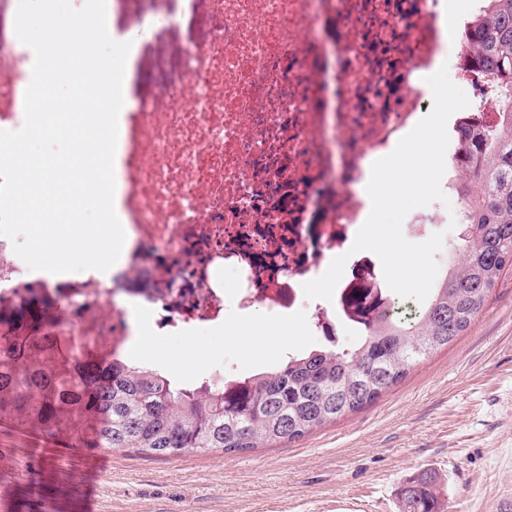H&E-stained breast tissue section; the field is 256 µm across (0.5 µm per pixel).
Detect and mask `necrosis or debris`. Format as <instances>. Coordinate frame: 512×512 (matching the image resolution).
<instances>
[{
  "label": "necrosis or debris",
  "instance_id": "necrosis-or-debris-1",
  "mask_svg": "<svg viewBox=\"0 0 512 512\" xmlns=\"http://www.w3.org/2000/svg\"><path fill=\"white\" fill-rule=\"evenodd\" d=\"M18 2L0 0V130L22 127L35 61L15 33ZM468 4L453 20L444 0H142L136 12L112 0L115 40L159 13L186 29L172 74L133 71L121 110L125 304L97 274L30 270L0 236V318L45 315V336L84 362L126 353L134 309L173 335L221 325L232 308L287 313L344 254L336 306L356 288L377 293L376 260L351 250L366 207L359 186L417 125L420 84L448 43L484 14L483 0ZM455 67L482 107L454 113V126L495 125L468 49Z\"/></svg>",
  "mask_w": 512,
  "mask_h": 512
}]
</instances>
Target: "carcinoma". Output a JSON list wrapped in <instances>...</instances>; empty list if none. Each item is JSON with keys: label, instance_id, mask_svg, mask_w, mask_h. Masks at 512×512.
Instances as JSON below:
<instances>
[{"label": "carcinoma", "instance_id": "1", "mask_svg": "<svg viewBox=\"0 0 512 512\" xmlns=\"http://www.w3.org/2000/svg\"><path fill=\"white\" fill-rule=\"evenodd\" d=\"M475 73L512 88V0H490L486 18L462 35ZM500 123L462 128L455 223L459 260L412 315L382 298L358 301V347L289 354L283 363L221 389H175L158 370L112 356L68 368L72 357L47 353L42 326L22 333V316L0 334V420L56 437L94 422V447L157 457L190 449L243 452L296 440L356 412L402 379L408 367L448 345L482 310L500 273L512 265V99L497 103ZM403 512H440L437 476L424 471L401 488Z\"/></svg>", "mask_w": 512, "mask_h": 512}]
</instances>
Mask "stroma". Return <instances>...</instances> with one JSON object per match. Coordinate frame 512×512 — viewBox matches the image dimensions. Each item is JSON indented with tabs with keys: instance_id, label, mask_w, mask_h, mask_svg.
Segmentation results:
<instances>
[{
	"instance_id": "stroma-1",
	"label": "stroma",
	"mask_w": 512,
	"mask_h": 512,
	"mask_svg": "<svg viewBox=\"0 0 512 512\" xmlns=\"http://www.w3.org/2000/svg\"><path fill=\"white\" fill-rule=\"evenodd\" d=\"M336 314L315 299L274 316L259 306L229 313L225 327L248 331L262 318L265 347L252 350L223 329L169 337L153 324L143 365L163 369L182 354L189 371L172 376L179 388L271 369L287 353L335 344L351 349L359 331L337 323L333 339L311 327L313 313ZM304 326L298 342L279 328ZM92 432L52 438L0 423V496L11 512H401L400 489L423 470L439 476L443 512H503L512 504V266L488 300L447 347L411 366L406 375L365 408L305 437L266 448L226 453L192 450L155 457L113 449L96 460Z\"/></svg>"
}]
</instances>
